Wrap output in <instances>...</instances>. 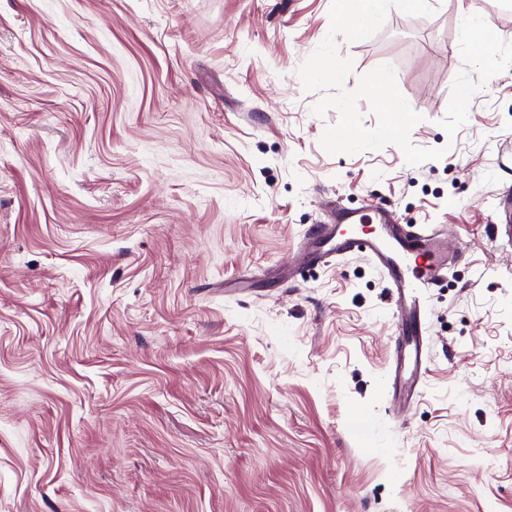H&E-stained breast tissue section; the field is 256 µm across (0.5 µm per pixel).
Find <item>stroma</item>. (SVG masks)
I'll return each mask as SVG.
<instances>
[{
    "mask_svg": "<svg viewBox=\"0 0 512 512\" xmlns=\"http://www.w3.org/2000/svg\"><path fill=\"white\" fill-rule=\"evenodd\" d=\"M429 3L337 40L445 151L413 165L320 143L332 0H0V512H512V0ZM369 202L458 253L403 415L379 273L271 275Z\"/></svg>",
    "mask_w": 512,
    "mask_h": 512,
    "instance_id": "1",
    "label": "stroma"
}]
</instances>
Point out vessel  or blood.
I'll return each mask as SVG.
<instances>
[{
    "instance_id": "1",
    "label": "vessel or blood",
    "mask_w": 512,
    "mask_h": 512,
    "mask_svg": "<svg viewBox=\"0 0 512 512\" xmlns=\"http://www.w3.org/2000/svg\"><path fill=\"white\" fill-rule=\"evenodd\" d=\"M350 255L362 256L378 269L393 301L386 409L395 414L410 408L427 373V292L447 277L446 239L435 230L396 223L383 204L341 208L332 223L310 229L304 247L287 259L284 270L292 279L307 268Z\"/></svg>"
}]
</instances>
